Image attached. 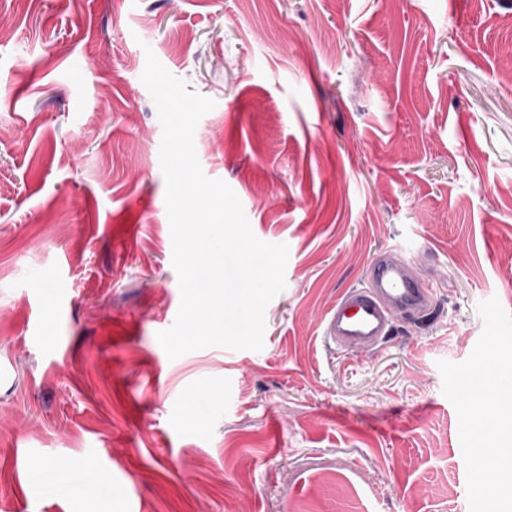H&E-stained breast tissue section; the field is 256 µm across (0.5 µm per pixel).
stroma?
I'll use <instances>...</instances> for the list:
<instances>
[{
  "label": "stroma",
  "instance_id": "35a3bbf8",
  "mask_svg": "<svg viewBox=\"0 0 512 512\" xmlns=\"http://www.w3.org/2000/svg\"><path fill=\"white\" fill-rule=\"evenodd\" d=\"M289 247L261 351L169 360L180 304L145 48ZM394 251L431 312L326 318ZM512 314V0H0V512H469L438 361ZM92 477L56 496L34 465Z\"/></svg>",
  "mask_w": 512,
  "mask_h": 512
}]
</instances>
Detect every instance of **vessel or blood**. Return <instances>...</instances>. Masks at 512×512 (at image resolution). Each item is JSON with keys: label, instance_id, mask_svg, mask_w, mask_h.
<instances>
[{"label": "vessel or blood", "instance_id": "vessel-or-blood-1", "mask_svg": "<svg viewBox=\"0 0 512 512\" xmlns=\"http://www.w3.org/2000/svg\"><path fill=\"white\" fill-rule=\"evenodd\" d=\"M432 305L428 288L411 279L401 261L384 256L372 265L368 285L346 292L327 318L329 339L340 344H378L392 313L422 315Z\"/></svg>", "mask_w": 512, "mask_h": 512}]
</instances>
